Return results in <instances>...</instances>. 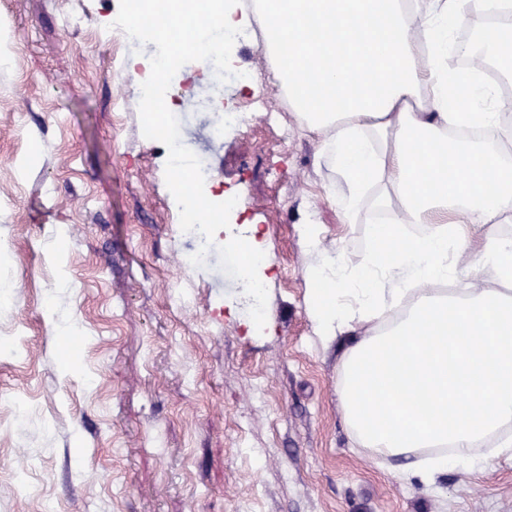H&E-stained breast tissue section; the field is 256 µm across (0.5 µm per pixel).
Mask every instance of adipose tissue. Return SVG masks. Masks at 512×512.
Instances as JSON below:
<instances>
[{"instance_id": "ef3b65f1", "label": "adipose tissue", "mask_w": 512, "mask_h": 512, "mask_svg": "<svg viewBox=\"0 0 512 512\" xmlns=\"http://www.w3.org/2000/svg\"><path fill=\"white\" fill-rule=\"evenodd\" d=\"M491 20L452 68L466 20ZM260 21L272 76L345 183L354 220L368 188L389 221L359 256L318 252L309 316L349 343L337 387L353 442L377 462L412 458L434 484L512 460V0H214L185 52L206 63L214 25ZM433 174L424 183L421 170ZM490 180L491 190L473 186ZM479 270L480 281H445Z\"/></svg>"}]
</instances>
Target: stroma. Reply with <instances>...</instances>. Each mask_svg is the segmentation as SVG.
<instances>
[{
  "mask_svg": "<svg viewBox=\"0 0 512 512\" xmlns=\"http://www.w3.org/2000/svg\"><path fill=\"white\" fill-rule=\"evenodd\" d=\"M120 11L0 0V512H512V461L428 487L353 446L342 349L308 315L316 258L301 229L356 255L376 209L365 198L347 222L322 139L288 110L251 30L226 36L224 81L198 79L188 56L161 88L186 167L205 165L234 203L209 259L186 270L176 171L120 66L146 47L103 35ZM242 74L285 108L287 131L250 119L216 134L213 100L248 110ZM252 224L270 260L256 333L226 246Z\"/></svg>",
  "mask_w": 512,
  "mask_h": 512,
  "instance_id": "35a3bbf8",
  "label": "stroma"
}]
</instances>
